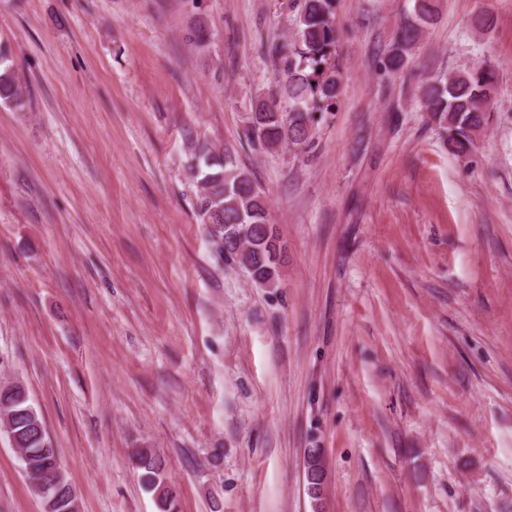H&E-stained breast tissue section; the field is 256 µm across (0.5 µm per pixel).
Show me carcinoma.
Returning <instances> with one entry per match:
<instances>
[{"label":"carcinoma","instance_id":"cac0c4a2","mask_svg":"<svg viewBox=\"0 0 512 512\" xmlns=\"http://www.w3.org/2000/svg\"><path fill=\"white\" fill-rule=\"evenodd\" d=\"M296 9L294 40L271 44L267 53L280 60L286 75L281 94L289 101L283 110L275 101L260 99L250 112L248 136L253 144L273 150L286 142L303 152L311 151L314 114L334 110L342 93V78L328 60L336 52V30L332 20L333 0H292ZM439 15V0H414L412 14L399 27L394 42L376 61L380 77L386 81L401 74L410 64L416 45ZM8 57L0 54V103L22 106ZM496 89L495 67L483 62L468 70L451 72L440 81L425 80L420 85V101L431 122L446 133L448 149L458 156L469 154L487 124V109ZM190 146L198 163L189 166L199 187L198 215L219 257L236 263L253 280L277 279L282 247L270 224L264 193L251 173L238 167L224 152L197 141ZM29 401L22 394L0 397V428L9 427L17 435L25 460L23 469L30 489L40 495L37 475L56 454L41 416L31 417ZM142 470L144 486L152 492L160 512H177L176 492L165 481L166 462L150 448L134 451ZM308 486L325 478L322 452L308 449L305 459ZM53 502L48 512H79L78 498L65 473L55 477Z\"/></svg>","mask_w":512,"mask_h":512}]
</instances>
